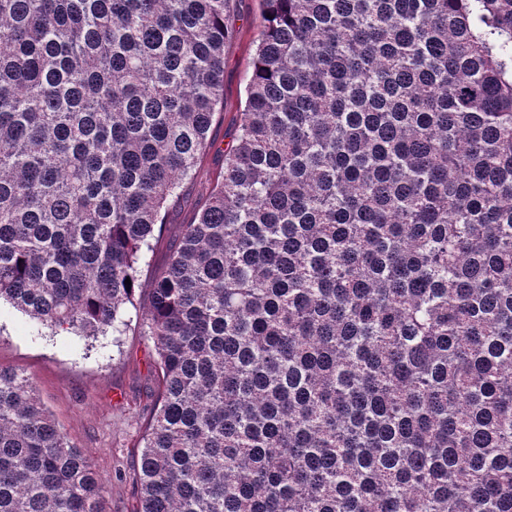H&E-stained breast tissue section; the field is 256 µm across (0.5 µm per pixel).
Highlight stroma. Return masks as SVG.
Returning <instances> with one entry per match:
<instances>
[{"label":"stroma","instance_id":"1","mask_svg":"<svg viewBox=\"0 0 512 512\" xmlns=\"http://www.w3.org/2000/svg\"><path fill=\"white\" fill-rule=\"evenodd\" d=\"M225 24L232 36L224 46V104L195 179L155 241L142 273L146 282L165 266L180 226L193 222L216 182L244 108L261 25L259 0H232ZM154 357L152 341L134 326L117 342L108 335H38L19 312L0 309V366L33 377L61 431L100 472L109 512H131L134 505L137 446L153 408L148 393Z\"/></svg>","mask_w":512,"mask_h":512}]
</instances>
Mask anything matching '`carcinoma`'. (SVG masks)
<instances>
[{"label": "carcinoma", "instance_id": "obj_1", "mask_svg": "<svg viewBox=\"0 0 512 512\" xmlns=\"http://www.w3.org/2000/svg\"><path fill=\"white\" fill-rule=\"evenodd\" d=\"M0 0V303L153 342L133 512H512V0ZM131 285H125V280ZM0 512H106L0 367ZM232 36L224 45V106L210 133L209 147L201 156L195 179L186 186L183 199L171 210L166 224L155 241L149 267L142 273L143 290L138 296L141 311L146 307L149 282L154 272L161 270L169 256L170 246L180 224L193 222L212 184L221 171L225 148L231 144L235 127L244 108L245 87L251 75L254 54L260 32L259 0H232L225 18Z\"/></svg>", "mask_w": 512, "mask_h": 512}]
</instances>
